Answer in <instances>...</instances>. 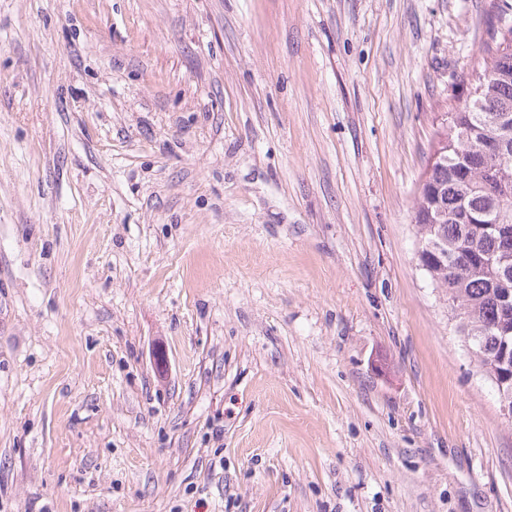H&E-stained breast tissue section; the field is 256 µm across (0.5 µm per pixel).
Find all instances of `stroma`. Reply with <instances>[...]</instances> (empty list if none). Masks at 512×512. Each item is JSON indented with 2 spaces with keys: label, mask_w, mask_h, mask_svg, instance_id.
<instances>
[{
  "label": "stroma",
  "mask_w": 512,
  "mask_h": 512,
  "mask_svg": "<svg viewBox=\"0 0 512 512\" xmlns=\"http://www.w3.org/2000/svg\"><path fill=\"white\" fill-rule=\"evenodd\" d=\"M504 0H0V512H512L410 220Z\"/></svg>",
  "instance_id": "1"
}]
</instances>
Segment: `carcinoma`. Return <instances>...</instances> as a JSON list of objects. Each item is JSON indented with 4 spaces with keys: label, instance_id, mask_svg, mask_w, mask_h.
Instances as JSON below:
<instances>
[{
    "label": "carcinoma",
    "instance_id": "cac0c4a2",
    "mask_svg": "<svg viewBox=\"0 0 512 512\" xmlns=\"http://www.w3.org/2000/svg\"><path fill=\"white\" fill-rule=\"evenodd\" d=\"M462 85L463 98L448 113L447 160L425 171L437 196H416L411 223L420 241L443 225L450 256L464 243L478 250L474 261L447 269L436 263L426 275L448 295V313L481 376L497 386L500 372L489 365L497 337L488 327L499 322L512 331V278L493 279L481 258L512 256V178L494 180L512 166V24L498 18ZM504 116L506 125L498 122Z\"/></svg>",
    "mask_w": 512,
    "mask_h": 512
}]
</instances>
